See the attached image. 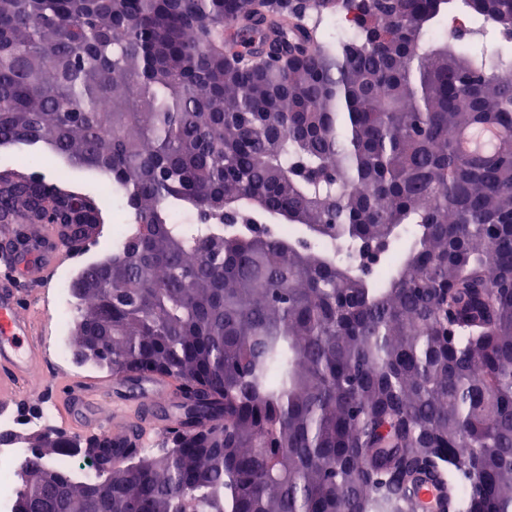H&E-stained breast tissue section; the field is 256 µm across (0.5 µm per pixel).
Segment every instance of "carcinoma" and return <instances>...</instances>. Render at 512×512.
<instances>
[{
    "label": "carcinoma",
    "mask_w": 512,
    "mask_h": 512,
    "mask_svg": "<svg viewBox=\"0 0 512 512\" xmlns=\"http://www.w3.org/2000/svg\"><path fill=\"white\" fill-rule=\"evenodd\" d=\"M457 13L512 0H0V224L104 223L33 147L107 177L72 346L179 385L169 447L35 434L14 512H512V71ZM499 133L491 130H473L461 133L459 146L462 150L470 152L476 149L491 150L498 143ZM71 177L81 187V189L89 194H93L104 200L105 208L107 211V220L103 224L102 234L96 238L98 246L96 249H91L88 255L92 257L89 260H102L112 255V241L113 243L121 242L125 234V225L121 224L123 220L125 223H131V217L124 214L122 220V212L118 211L112 205V191L105 190L102 187V178L99 175L90 174L87 172L75 173L72 172ZM115 224V225H113ZM113 225V227H112ZM416 512H443V493L430 478L423 477L413 487Z\"/></svg>",
    "instance_id": "obj_1"
}]
</instances>
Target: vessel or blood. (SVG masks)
<instances>
[{
  "mask_svg": "<svg viewBox=\"0 0 512 512\" xmlns=\"http://www.w3.org/2000/svg\"><path fill=\"white\" fill-rule=\"evenodd\" d=\"M67 228L57 224L40 225L26 248L11 247L0 266V397L11 398L21 382L44 363L38 339L42 311L37 286L50 275V263L60 260L69 248ZM54 388L65 426L85 433L111 437L119 445L142 444L145 433L123 402L112 397L111 383L74 385L67 376H57ZM143 402L152 405L168 397L170 383L141 380ZM416 512H444L443 493L430 478H422L413 488Z\"/></svg>",
  "mask_w": 512,
  "mask_h": 512,
  "instance_id": "vessel-or-blood-1",
  "label": "vessel or blood"
}]
</instances>
